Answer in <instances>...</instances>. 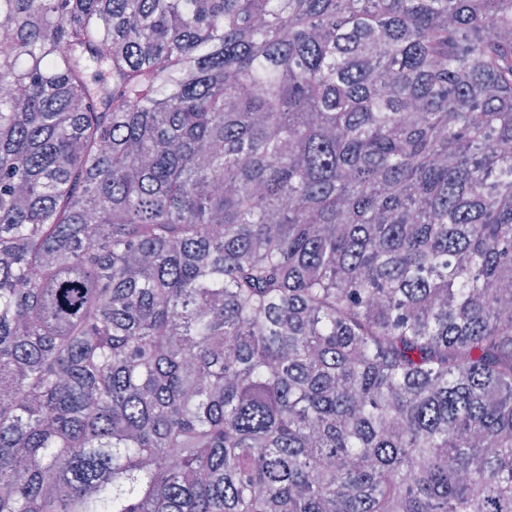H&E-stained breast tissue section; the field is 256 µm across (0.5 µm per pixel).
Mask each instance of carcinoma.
Returning <instances> with one entry per match:
<instances>
[{"instance_id":"obj_1","label":"carcinoma","mask_w":512,"mask_h":512,"mask_svg":"<svg viewBox=\"0 0 512 512\" xmlns=\"http://www.w3.org/2000/svg\"><path fill=\"white\" fill-rule=\"evenodd\" d=\"M511 145L512 0H0V512H512Z\"/></svg>"}]
</instances>
